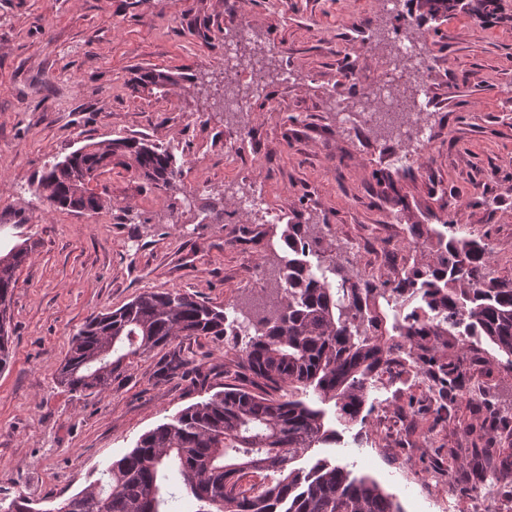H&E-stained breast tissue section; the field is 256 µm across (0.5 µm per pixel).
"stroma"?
<instances>
[{"label":"stroma","instance_id":"obj_1","mask_svg":"<svg viewBox=\"0 0 512 512\" xmlns=\"http://www.w3.org/2000/svg\"><path fill=\"white\" fill-rule=\"evenodd\" d=\"M247 5L255 22L243 56L267 54L266 99L228 112L224 19ZM434 71L432 110L421 118L432 152L428 172L394 168L397 143L381 128L346 125L336 98L357 96L358 48L383 49L393 22L372 0H0V224L28 242L9 313L11 364L0 371V503L23 496L49 508L68 499L146 432L222 384L248 386L235 337L181 338L134 361L104 392L70 391L57 379L72 336L90 315L148 291L181 290L223 306L228 318L274 285L288 254L286 222L309 224L321 246L358 272L412 264L411 225L439 228L454 214L462 235L485 241L487 277H512V0L481 22L431 17L407 0ZM173 74L166 90L142 86ZM249 136L258 166L234 172L224 142ZM121 136L170 150L182 168L158 190L114 167L93 185V212L51 206L38 181L85 144ZM203 183L191 194L193 183ZM259 192L283 213L238 211ZM393 223H385V216ZM182 374L162 378L172 356ZM486 382L458 418L489 427L491 410H512V360L489 348L467 369ZM395 416L393 444L377 439ZM364 422L337 424L335 442L301 461L325 459L374 479L403 512H437L403 489L399 471L443 472L459 447L453 423L408 386L374 390Z\"/></svg>","mask_w":512,"mask_h":512}]
</instances>
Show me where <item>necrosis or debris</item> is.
I'll return each instance as SVG.
<instances>
[{
	"label": "necrosis or debris",
	"instance_id": "necrosis-or-debris-1",
	"mask_svg": "<svg viewBox=\"0 0 512 512\" xmlns=\"http://www.w3.org/2000/svg\"><path fill=\"white\" fill-rule=\"evenodd\" d=\"M380 3L395 21L391 45L387 51L375 53L370 69L355 71L354 78L363 83L364 90L353 100L337 101L336 109L350 121L359 119L372 127L389 126L392 137L400 144L429 142V134L415 115L428 106L430 53L403 0Z\"/></svg>",
	"mask_w": 512,
	"mask_h": 512
}]
</instances>
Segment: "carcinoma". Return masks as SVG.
Instances as JSON below:
<instances>
[{
    "label": "carcinoma",
    "mask_w": 512,
    "mask_h": 512,
    "mask_svg": "<svg viewBox=\"0 0 512 512\" xmlns=\"http://www.w3.org/2000/svg\"><path fill=\"white\" fill-rule=\"evenodd\" d=\"M433 16L464 8V0H421ZM498 9V0H475L471 17L481 21ZM129 157L139 175L156 188L172 184L178 171L166 149L121 137L112 149L86 144L43 173L38 191L62 208L85 210L94 195L82 190L81 177L112 171L115 152ZM434 232L437 252L404 269L394 281L373 282L351 275L332 259L321 277L311 273L308 255L323 258L309 225L286 224L288 256L278 267L276 296L257 298L254 312L228 320L224 308L177 290L145 292L123 307L90 316L72 338L59 372L74 392H102L134 360L181 337L215 339L255 330L240 349L238 366L252 388L225 386L205 401L180 411L171 421L145 433L136 446L102 471V476L64 500L55 512H169L188 500L193 512H402L378 484L356 478L345 468L319 459L297 466L312 449L336 441V430L316 402H334L341 422L357 420L367 402L380 364L418 366L440 390L441 399L459 387L467 354L479 357L488 341L512 357V278L485 279L491 258L487 244L458 235L454 221ZM28 247L0 255V314L16 285L15 273ZM410 293L420 305L381 330L382 306L394 295ZM467 336L459 354L448 357V337ZM312 389L316 401L281 395L287 388ZM456 431L468 442L451 451L483 464L495 485L512 483V468L498 464L509 439L512 417L476 435L468 426ZM259 475V483L243 484Z\"/></svg>",
    "instance_id": "carcinoma-1"
}]
</instances>
